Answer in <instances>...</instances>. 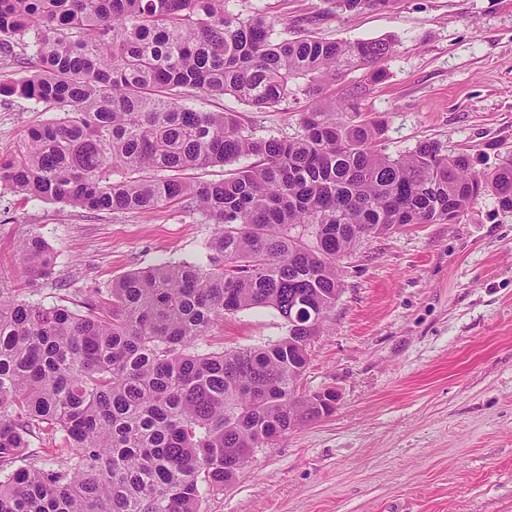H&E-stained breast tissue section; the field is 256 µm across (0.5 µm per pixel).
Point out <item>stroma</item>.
Masks as SVG:
<instances>
[{"instance_id": "35a3bbf8", "label": "stroma", "mask_w": 512, "mask_h": 512, "mask_svg": "<svg viewBox=\"0 0 512 512\" xmlns=\"http://www.w3.org/2000/svg\"><path fill=\"white\" fill-rule=\"evenodd\" d=\"M245 4L281 28L312 19L330 40L392 38L388 76L364 101L386 123L385 153L434 141L486 173L512 154V0H393L360 13L328 0H230ZM196 105L234 113L256 138L300 130L294 100L266 111L232 97ZM47 118L0 94V155ZM215 231L168 208L89 212L0 186V282L13 285L19 241L39 235L55 269L25 295L71 306L135 269L205 262ZM340 274L300 382L306 394L334 391V412L256 449L203 512H512V212L488 192L455 223L363 236ZM285 334L276 312L253 309L217 321L201 345L258 347Z\"/></svg>"}]
</instances>
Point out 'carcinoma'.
Here are the masks:
<instances>
[{"mask_svg":"<svg viewBox=\"0 0 512 512\" xmlns=\"http://www.w3.org/2000/svg\"><path fill=\"white\" fill-rule=\"evenodd\" d=\"M228 2L0 0V52L22 64L0 93L54 113L0 157V185L219 225L206 265L135 270L80 310L0 286V512H201L249 449L323 416L298 390L304 342L325 330L357 239L451 224L487 191L512 211V158L484 173L435 142L382 152L385 123L362 100L387 75L391 39L282 38L260 10ZM227 95L260 111L303 97L300 134L254 138L193 103ZM216 165L220 181L183 176ZM19 251L17 278L51 276L40 236ZM255 308L277 312L287 334L200 348L217 320ZM32 437L57 454L31 451Z\"/></svg>","mask_w":512,"mask_h":512,"instance_id":"carcinoma-1","label":"carcinoma"}]
</instances>
